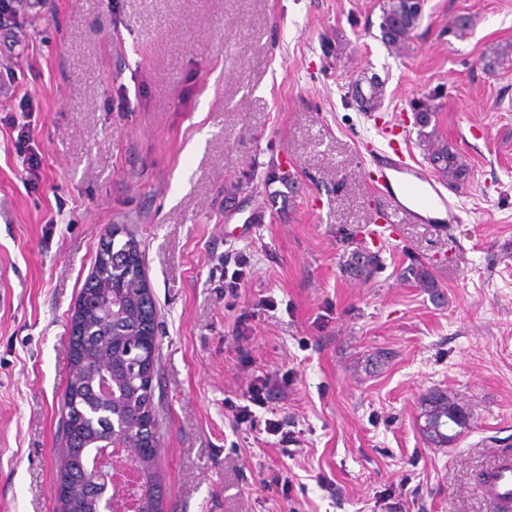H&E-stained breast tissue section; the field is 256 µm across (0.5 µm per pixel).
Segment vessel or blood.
Returning <instances> with one entry per match:
<instances>
[{
    "mask_svg": "<svg viewBox=\"0 0 512 512\" xmlns=\"http://www.w3.org/2000/svg\"><path fill=\"white\" fill-rule=\"evenodd\" d=\"M373 182L389 210L410 224H456V201L445 195L435 174L418 161L409 146L390 142L376 150ZM481 493L499 512H512V453H497L480 481Z\"/></svg>",
    "mask_w": 512,
    "mask_h": 512,
    "instance_id": "obj_1",
    "label": "vessel or blood"
}]
</instances>
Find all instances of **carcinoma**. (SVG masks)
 Listing matches in <instances>:
<instances>
[{
    "label": "carcinoma",
    "instance_id": "1",
    "mask_svg": "<svg viewBox=\"0 0 512 512\" xmlns=\"http://www.w3.org/2000/svg\"><path fill=\"white\" fill-rule=\"evenodd\" d=\"M421 3L409 0H383L379 30L382 41L395 48L408 45L418 28L422 13ZM512 54V46L491 50L482 58L484 68L496 71ZM365 94L355 98L363 112H376L383 100V85L375 76L364 78ZM416 111L415 126L419 142L428 150V160L435 164V173L448 185L463 182L469 168L462 155L450 143L427 131L435 116L429 100L412 102ZM99 251L105 253L109 263L103 273L92 272L81 292V310L72 320L69 338L71 369L64 392V403L71 406V421L66 423V443L62 448L59 486L73 489L70 504H62V512H98L102 490L86 491L84 466L89 454L108 447L113 436L124 439L137 437L141 442L136 454L129 455L140 472L141 483L135 495L141 503L140 512H159L162 487L156 465L157 453L151 450L157 437V417L153 386L144 375L149 360L155 358L152 346L145 341L144 331L154 327L155 306L151 299L135 297L125 290L127 306L122 315L112 314V301L101 287L103 274L114 277L115 286L126 285L123 277L132 269L143 267L137 244L123 242L110 235L104 239ZM378 265V256L357 251L351 253L348 269L355 276L368 277ZM417 283L424 288L435 287L431 271L419 263L411 267ZM112 374L116 393L109 408H100L97 382L103 371ZM424 425L421 431L432 446L442 448L455 438L448 434V426L467 428L470 414L447 394L434 391L424 398Z\"/></svg>",
    "mask_w": 512,
    "mask_h": 512
}]
</instances>
